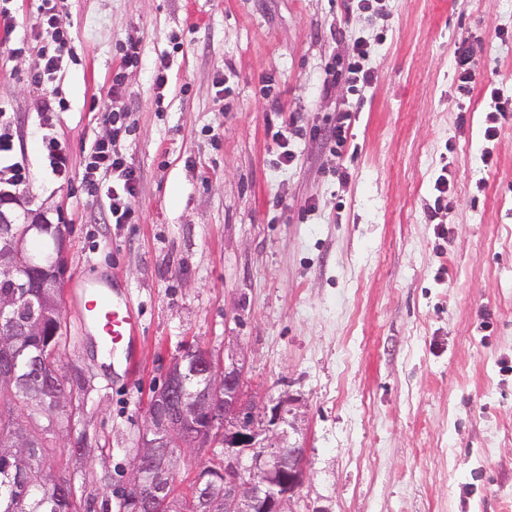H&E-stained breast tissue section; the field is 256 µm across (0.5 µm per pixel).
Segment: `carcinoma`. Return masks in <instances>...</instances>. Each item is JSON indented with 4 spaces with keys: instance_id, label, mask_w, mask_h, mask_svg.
I'll return each instance as SVG.
<instances>
[{
    "instance_id": "1",
    "label": "carcinoma",
    "mask_w": 512,
    "mask_h": 512,
    "mask_svg": "<svg viewBox=\"0 0 512 512\" xmlns=\"http://www.w3.org/2000/svg\"><path fill=\"white\" fill-rule=\"evenodd\" d=\"M22 238L35 234L44 247L38 250L35 262L20 269L16 282L40 280L42 287L31 288L16 305L0 306V327H12L14 332L4 337L0 349V369L16 374L10 386H0V451L16 455L15 464L6 470L0 466V512H78L74 489L70 482L56 478L55 468L63 465L57 446L49 435L56 421L63 417L72 421L75 410L67 404L76 402V410L85 407V382L71 379L67 385L58 384L48 366L62 360L68 336L64 311L60 303L61 288L55 285L50 272L62 270L65 224H41L32 229L28 224L14 225ZM43 325V335L32 336L25 329L28 322ZM41 399L62 403L60 411L44 417L35 402ZM198 495L186 512H204L202 501L218 472L205 469ZM151 501L152 512H167L164 499H154L144 488L142 499L118 498L101 503V512H141L145 500Z\"/></svg>"
}]
</instances>
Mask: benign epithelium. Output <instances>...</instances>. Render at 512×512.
Returning <instances> with one entry per match:
<instances>
[{
    "instance_id": "7a95c632",
    "label": "benign epithelium",
    "mask_w": 512,
    "mask_h": 512,
    "mask_svg": "<svg viewBox=\"0 0 512 512\" xmlns=\"http://www.w3.org/2000/svg\"><path fill=\"white\" fill-rule=\"evenodd\" d=\"M14 220L0 212V280L14 281L31 265L32 245L13 235ZM245 360L231 352L216 360L195 346L192 356L168 365L154 388L145 414L149 437L135 448L137 473L144 457L152 465V490L167 492L177 461L187 449L207 451L220 441L224 457L215 468L224 475V512H297L298 492L306 481L304 449L288 442V429L298 430L295 400L283 394L255 401L244 392ZM203 378L196 391L186 390L189 376ZM211 419L208 432L191 430L202 416Z\"/></svg>"
}]
</instances>
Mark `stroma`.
Instances as JSON below:
<instances>
[{"label":"stroma","mask_w":512,"mask_h":512,"mask_svg":"<svg viewBox=\"0 0 512 512\" xmlns=\"http://www.w3.org/2000/svg\"><path fill=\"white\" fill-rule=\"evenodd\" d=\"M38 6L9 0L0 27V110L27 171L4 209L68 225L65 288L117 282L142 314L127 366L62 305L63 364L83 374L97 442L62 472L78 496L131 472L184 347L231 344L245 393H289L303 416L300 512H512V115L484 137L496 97L512 98V0H61L69 54L37 88ZM358 35L374 84H326ZM131 41L120 148L140 174L138 221L116 224L81 172ZM463 45L481 63L466 94ZM50 96L62 108L45 127ZM339 111L340 159L313 136ZM46 135L70 181L51 174ZM42 148L52 173L58 178L66 179L71 165L66 149L55 137L43 138Z\"/></svg>","instance_id":"1"}]
</instances>
